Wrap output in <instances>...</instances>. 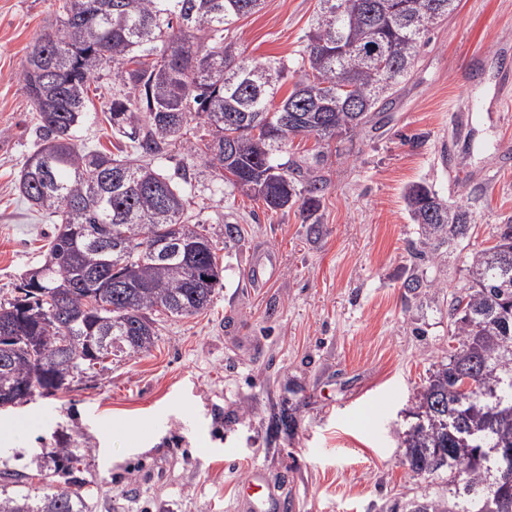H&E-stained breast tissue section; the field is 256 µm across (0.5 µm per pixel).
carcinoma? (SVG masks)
I'll return each instance as SVG.
<instances>
[{"label": "carcinoma", "mask_w": 512, "mask_h": 512, "mask_svg": "<svg viewBox=\"0 0 512 512\" xmlns=\"http://www.w3.org/2000/svg\"><path fill=\"white\" fill-rule=\"evenodd\" d=\"M447 0H319L299 50L293 90L274 104L288 65L246 60L226 32L262 0H67L63 17L27 47L21 77L39 114L42 145L23 164L19 187L31 206L55 214L45 260L0 302V390L26 396L67 388L84 367L148 352L153 315L180 319L211 304L223 287L212 241L185 212L183 186L161 170L81 146L86 94L108 66L126 93L112 96V128L140 158L157 157L182 135L188 117L208 128L189 146L224 182L271 210L299 204L302 223L319 224L327 179L317 167L282 159L291 137L329 144L353 135L392 104L425 44L450 15ZM374 45L389 68L369 57ZM403 198L424 243L468 236L466 205H450L422 183ZM120 247L118 252L110 249ZM471 283L452 303L448 362L417 395L405 461L418 475L448 474V497L425 496L410 512H512V468L492 448L512 449V225L476 252ZM92 336L112 345L89 350ZM471 376L477 391H458ZM77 453L53 457L58 485L35 487L0 472V512H88L68 477Z\"/></svg>", "instance_id": "cac0c4a2"}]
</instances>
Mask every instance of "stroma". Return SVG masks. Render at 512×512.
<instances>
[{"mask_svg": "<svg viewBox=\"0 0 512 512\" xmlns=\"http://www.w3.org/2000/svg\"><path fill=\"white\" fill-rule=\"evenodd\" d=\"M63 0H0V301L35 267L54 227L19 190L40 145L20 77L29 43ZM317 0H265L232 35L244 56L295 63ZM512 0H458L429 29L387 110L322 149L319 232L297 208L224 185L186 146L154 164L188 174L189 215L217 246L223 286L207 310L156 318L146 353L71 379L63 392L0 411V470L31 477L78 449L89 512H243L253 470L278 512H408L448 492L410 472L402 441L416 396L448 357L450 302L472 255L512 225ZM120 85L103 68L80 143L117 140L104 112ZM422 182L469 205L464 239L415 263L422 236L403 192ZM235 225L234 237L225 234ZM418 271V293L403 286Z\"/></svg>", "mask_w": 512, "mask_h": 512, "instance_id": "1", "label": "stroma"}]
</instances>
